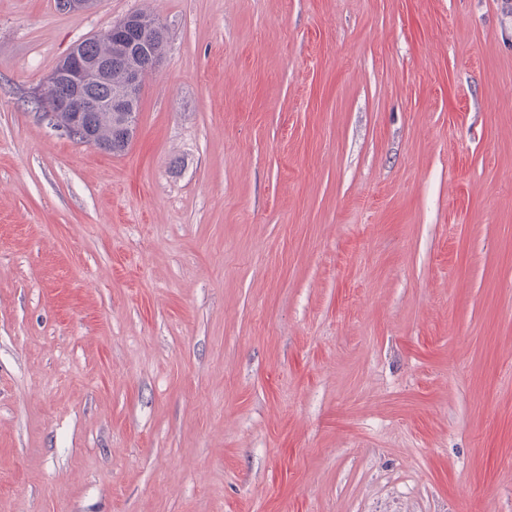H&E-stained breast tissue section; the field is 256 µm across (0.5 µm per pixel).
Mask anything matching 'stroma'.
Here are the masks:
<instances>
[{
	"instance_id": "obj_1",
	"label": "stroma",
	"mask_w": 512,
	"mask_h": 512,
	"mask_svg": "<svg viewBox=\"0 0 512 512\" xmlns=\"http://www.w3.org/2000/svg\"><path fill=\"white\" fill-rule=\"evenodd\" d=\"M138 11L127 149L37 122ZM0 512H512L502 0H0Z\"/></svg>"
}]
</instances>
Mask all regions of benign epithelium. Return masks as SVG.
Masks as SVG:
<instances>
[{
	"label": "benign epithelium",
	"mask_w": 512,
	"mask_h": 512,
	"mask_svg": "<svg viewBox=\"0 0 512 512\" xmlns=\"http://www.w3.org/2000/svg\"><path fill=\"white\" fill-rule=\"evenodd\" d=\"M139 20V15L128 14L99 34V38L110 44L125 28L137 24ZM142 77L143 71L132 65L120 74L116 95L103 101L89 100L85 96L89 82H112V56L92 57L77 45L40 85L38 98L47 102L49 111L37 113V119L42 125L96 148L97 134L84 124L82 113L114 112L121 116L120 128L129 141L136 132L135 109L141 95Z\"/></svg>",
	"instance_id": "obj_1"
}]
</instances>
